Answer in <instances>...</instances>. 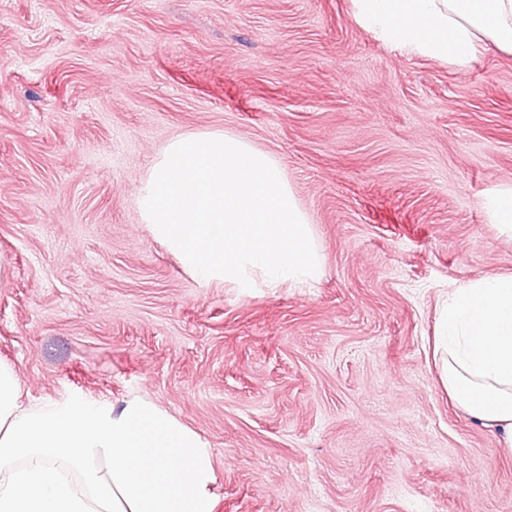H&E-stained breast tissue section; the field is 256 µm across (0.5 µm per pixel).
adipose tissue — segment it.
<instances>
[{
	"mask_svg": "<svg viewBox=\"0 0 512 512\" xmlns=\"http://www.w3.org/2000/svg\"><path fill=\"white\" fill-rule=\"evenodd\" d=\"M354 19L403 50L468 63L512 54V0H353ZM433 358L461 412L512 450V274L467 282L441 304ZM214 455L149 399L22 402L0 361V512H214Z\"/></svg>",
	"mask_w": 512,
	"mask_h": 512,
	"instance_id": "obj_1",
	"label": "adipose tissue"
}]
</instances>
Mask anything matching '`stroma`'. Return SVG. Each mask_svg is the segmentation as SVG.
<instances>
[{
	"instance_id": "obj_1",
	"label": "stroma",
	"mask_w": 512,
	"mask_h": 512,
	"mask_svg": "<svg viewBox=\"0 0 512 512\" xmlns=\"http://www.w3.org/2000/svg\"><path fill=\"white\" fill-rule=\"evenodd\" d=\"M271 154L320 278L206 286L142 224L163 146ZM512 54L465 68L352 0H0V360L24 401L146 397L214 453L216 512H512V453L436 381L441 298L512 273ZM493 217L498 224L512 230V189L497 193L489 201Z\"/></svg>"
}]
</instances>
